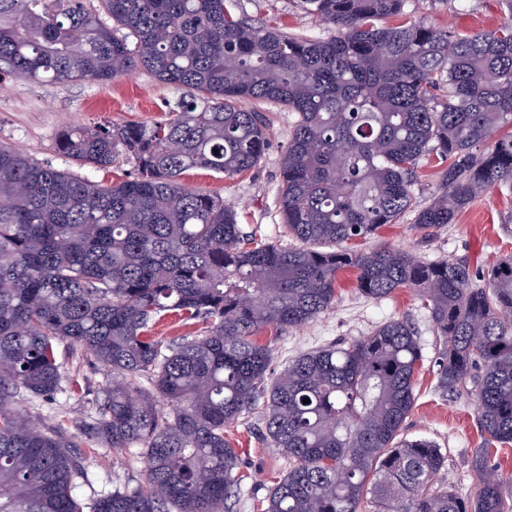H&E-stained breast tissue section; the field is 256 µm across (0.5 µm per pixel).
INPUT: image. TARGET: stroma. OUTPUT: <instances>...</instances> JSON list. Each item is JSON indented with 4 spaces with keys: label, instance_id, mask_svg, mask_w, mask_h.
<instances>
[{
    "label": "stroma",
    "instance_id": "stroma-1",
    "mask_svg": "<svg viewBox=\"0 0 512 512\" xmlns=\"http://www.w3.org/2000/svg\"><path fill=\"white\" fill-rule=\"evenodd\" d=\"M241 15L271 23L298 37L324 39L334 35L332 26L308 14L300 0H237ZM404 19L417 20L459 34L490 32L507 19L499 0H406ZM175 91L137 68L112 83H38L0 70V143L14 147L33 160L99 183L133 176L134 164L125 155L114 158L109 169L76 165L58 151L57 133L71 125L152 124L167 116V104ZM257 111L270 120L269 145L258 164L233 177L204 169L186 172L187 186L222 197L233 209L244 230L281 246L291 240L282 227L279 207L282 156L297 119L279 104L260 103ZM512 217V193L493 192L477 199L461 212L456 223L430 231L420 228L414 212L382 227L375 235L354 241L357 249L395 246L411 250L431 261L440 258L467 261L472 270H483L496 260L512 255V232L505 223ZM405 319L414 327L423 346L425 361L417 374L413 410L404 423V436L425 437L448 453V484L460 496L474 491L472 467L476 448L482 447L473 400L439 395L435 389L437 338L427 311L415 290L403 288L392 297L371 300L357 290L354 271L339 274L332 307L310 324L288 330L265 328L256 340L272 352L271 375H278L298 355L329 342L351 341L368 335L381 322ZM63 365L62 390L55 400L20 395L18 407L43 428L66 436L75 445L87 476L77 482V493L89 502L101 494L135 486L144 476L137 452L112 453L82 433L77 423L96 406L97 391L108 383L107 371L81 352L59 345ZM263 407L246 413L227 428L225 437L238 453L243 477L238 494L227 503L229 512H255V508L288 470V460L278 449L262 441Z\"/></svg>",
    "mask_w": 512,
    "mask_h": 512
}]
</instances>
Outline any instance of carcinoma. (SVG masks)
<instances>
[{
    "mask_svg": "<svg viewBox=\"0 0 512 512\" xmlns=\"http://www.w3.org/2000/svg\"><path fill=\"white\" fill-rule=\"evenodd\" d=\"M97 3L0 0V64L102 85L139 67L181 94L151 126L58 133L81 167L131 159L118 184L0 145V512H221L241 484L224 429L262 395L263 434L289 464L262 512H358L367 500L377 512H512L488 457L512 442V256L481 276L458 259L346 247L411 209L440 229L477 198L512 192V0L500 27L465 36L380 24L405 0H302L336 29L327 39L255 25L229 0ZM253 101L298 116L280 190L296 247L247 234L223 199L181 182L191 169L231 177L257 165L268 119ZM432 154L446 163L441 188L419 208L413 187ZM348 268L368 299L418 289L439 341L436 389L477 401L486 447L474 495L441 485L448 456L435 441L403 436L423 362L408 321L308 352L268 380L257 332L314 321ZM167 313L206 330L164 345L153 327ZM64 341L112 371L89 437L143 449V480L89 507L73 444L13 405L61 390Z\"/></svg>",
    "mask_w": 512,
    "mask_h": 512,
    "instance_id": "cac0c4a2",
    "label": "carcinoma"
}]
</instances>
